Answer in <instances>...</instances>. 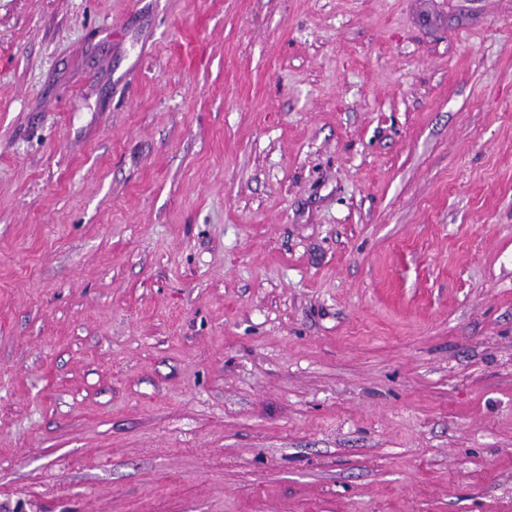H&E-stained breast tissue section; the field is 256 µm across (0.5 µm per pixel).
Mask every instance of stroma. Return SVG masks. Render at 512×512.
Segmentation results:
<instances>
[{"label": "stroma", "mask_w": 512, "mask_h": 512, "mask_svg": "<svg viewBox=\"0 0 512 512\" xmlns=\"http://www.w3.org/2000/svg\"><path fill=\"white\" fill-rule=\"evenodd\" d=\"M0 512H512V0H0Z\"/></svg>", "instance_id": "stroma-1"}]
</instances>
